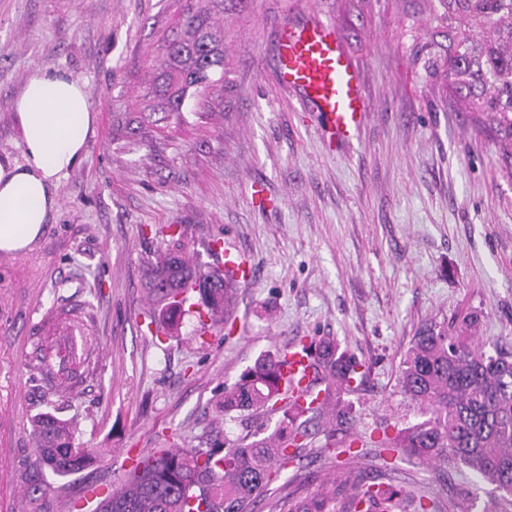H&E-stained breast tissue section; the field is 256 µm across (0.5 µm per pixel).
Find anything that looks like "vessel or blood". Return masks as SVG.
<instances>
[{"label": "vessel or blood", "mask_w": 512, "mask_h": 512, "mask_svg": "<svg viewBox=\"0 0 512 512\" xmlns=\"http://www.w3.org/2000/svg\"><path fill=\"white\" fill-rule=\"evenodd\" d=\"M282 87L295 92L303 104L323 122V133L337 148L357 139L369 110L361 73L336 36L335 27L309 15L298 21H282L275 54ZM224 267L236 283L252 278L250 266L232 244H225ZM283 373L294 386L307 383V355L295 344L285 349Z\"/></svg>", "instance_id": "1"}]
</instances>
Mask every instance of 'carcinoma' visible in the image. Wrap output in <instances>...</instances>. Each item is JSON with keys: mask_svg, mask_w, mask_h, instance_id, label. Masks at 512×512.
I'll return each mask as SVG.
<instances>
[{"mask_svg": "<svg viewBox=\"0 0 512 512\" xmlns=\"http://www.w3.org/2000/svg\"><path fill=\"white\" fill-rule=\"evenodd\" d=\"M247 0H205L188 4L183 32L168 41L155 64L147 95L152 109L165 118H182L180 100L187 88L195 95L224 88V27L218 18ZM424 5L431 25L422 50L424 65L444 81L450 96L475 115L479 130L489 133L512 167V0H409ZM167 245L147 261L144 288L148 325L157 334L177 327L185 308L210 320L227 311L236 283L218 268L190 263L177 224L167 226ZM481 316L466 312L453 322L422 325L403 361L401 392L422 420L392 434L389 426L365 441L353 430L342 396L361 386L365 371L356 358L340 350L335 340L303 339L295 344L311 358L308 388L312 395L300 404L293 386L284 382L281 353L262 355L224 390L218 408L282 414L273 432L257 428L239 443L220 440L213 428L186 448H169L136 461L112 497L98 502L96 512H254L274 476L300 459L312 435L324 437L321 453L366 455L375 448L378 475L353 484L344 479L328 490L299 495L288 501V512H329L341 502V512H445L425 495L411 497L383 481L397 454L420 465L440 459L466 468L491 487L495 498L512 503V352L490 354L475 346ZM84 360L55 366L43 352L26 366L40 382L44 402L53 404L60 391L74 389L90 368L92 349ZM76 427L50 412L36 414L31 434L40 464L65 477L90 466L95 451L77 443Z\"/></svg>", "mask_w": 512, "mask_h": 512, "instance_id": "cac0c4a2", "label": "carcinoma"}]
</instances>
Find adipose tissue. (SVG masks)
<instances>
[{
	"mask_svg": "<svg viewBox=\"0 0 512 512\" xmlns=\"http://www.w3.org/2000/svg\"><path fill=\"white\" fill-rule=\"evenodd\" d=\"M22 161L0 163V252L33 245L58 207L55 189L86 160L95 113L83 83L64 70L36 67L18 97Z\"/></svg>",
	"mask_w": 512,
	"mask_h": 512,
	"instance_id": "1",
	"label": "adipose tissue"
}]
</instances>
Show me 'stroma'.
<instances>
[{"instance_id": "1", "label": "stroma", "mask_w": 512, "mask_h": 512, "mask_svg": "<svg viewBox=\"0 0 512 512\" xmlns=\"http://www.w3.org/2000/svg\"><path fill=\"white\" fill-rule=\"evenodd\" d=\"M186 0H0V159L18 160L14 110L33 69L51 65L85 85L96 111L84 164L59 188V208L31 249L0 253V512H92L88 487L120 486L126 451L189 446L210 428L213 403L260 354L301 338L335 339L364 363L344 401L355 428L420 419L399 388L417 329L473 310L487 352L512 351V177L424 65L427 21L397 0H250L228 16L229 88L182 120L146 115L153 60L181 28ZM316 14L334 23L357 63L370 110L348 150H329L315 113L277 82L278 24ZM136 112L152 147L115 136L112 116ZM180 225L210 266L209 240L246 254L255 277L237 289L236 330L198 335L196 314L154 339L143 313L142 256L156 228ZM99 338L96 373L59 400L98 453L75 475L41 468L30 435L45 411L24 365L38 341L82 349ZM395 487L448 502L474 485L445 461H394ZM337 469L304 456L258 505L311 492ZM41 492H33V485Z\"/></svg>"}]
</instances>
